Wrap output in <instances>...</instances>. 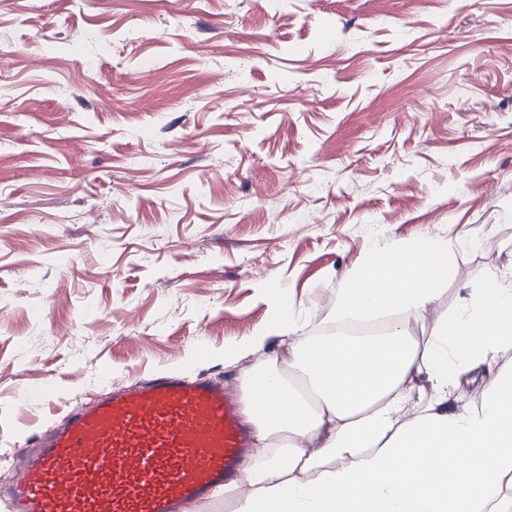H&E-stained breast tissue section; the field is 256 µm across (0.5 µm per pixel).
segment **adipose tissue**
I'll list each match as a JSON object with an SVG mask.
<instances>
[{
	"label": "adipose tissue",
	"instance_id": "ef3b65f1",
	"mask_svg": "<svg viewBox=\"0 0 512 512\" xmlns=\"http://www.w3.org/2000/svg\"><path fill=\"white\" fill-rule=\"evenodd\" d=\"M454 274L447 243L400 242L347 277L333 317L423 312ZM300 330L294 303L282 302L264 334L224 351L232 364L265 336L288 342L287 369L268 359L240 374L256 448L242 472L248 493L224 490L232 512H512V371L465 410L448 402L464 372L512 347V286L470 288L425 341L402 324L365 338ZM423 379L434 395L406 416Z\"/></svg>",
	"mask_w": 512,
	"mask_h": 512
}]
</instances>
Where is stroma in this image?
<instances>
[{"instance_id": "obj_1", "label": "stroma", "mask_w": 512, "mask_h": 512, "mask_svg": "<svg viewBox=\"0 0 512 512\" xmlns=\"http://www.w3.org/2000/svg\"><path fill=\"white\" fill-rule=\"evenodd\" d=\"M427 236L422 339L512 274V0H0V474L104 385L237 380L279 297L320 333ZM448 244L431 237L402 241L377 252L352 272L336 298L333 317H380L387 312H423L453 279Z\"/></svg>"}]
</instances>
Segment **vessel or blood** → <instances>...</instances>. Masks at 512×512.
I'll use <instances>...</instances> for the list:
<instances>
[{
	"label": "vessel or blood",
	"mask_w": 512,
	"mask_h": 512,
	"mask_svg": "<svg viewBox=\"0 0 512 512\" xmlns=\"http://www.w3.org/2000/svg\"><path fill=\"white\" fill-rule=\"evenodd\" d=\"M249 442L223 380L161 371L27 438L0 501L8 512H183L239 477Z\"/></svg>",
	"instance_id": "1"
}]
</instances>
